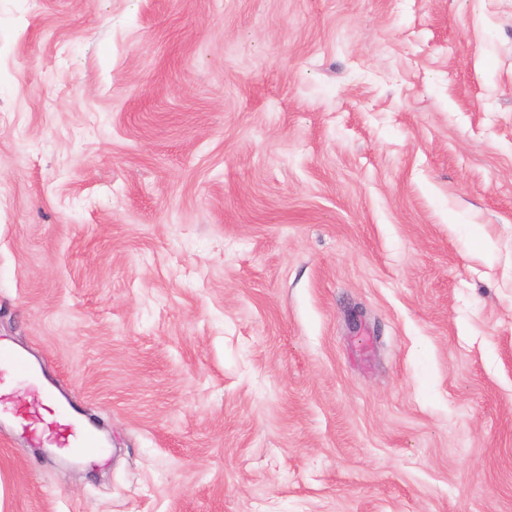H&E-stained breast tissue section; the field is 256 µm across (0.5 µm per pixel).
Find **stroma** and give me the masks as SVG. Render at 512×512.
<instances>
[{"label":"stroma","instance_id":"obj_1","mask_svg":"<svg viewBox=\"0 0 512 512\" xmlns=\"http://www.w3.org/2000/svg\"><path fill=\"white\" fill-rule=\"evenodd\" d=\"M0 336V512H512V0H0ZM5 370H12L20 376H32L34 372L22 354L0 339V380ZM50 425L55 448H72L76 455L102 456L105 453V448L76 422L64 406L58 405L56 418Z\"/></svg>","mask_w":512,"mask_h":512}]
</instances>
